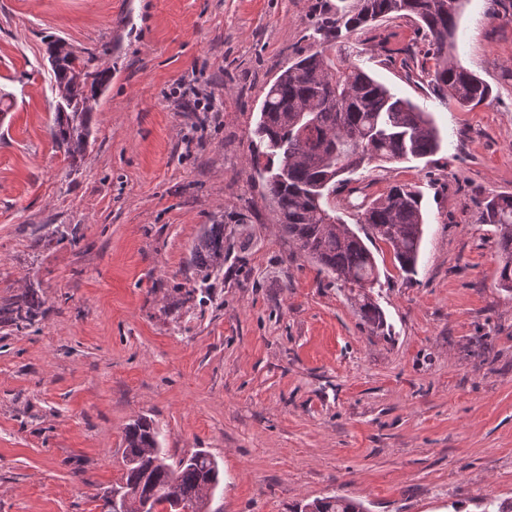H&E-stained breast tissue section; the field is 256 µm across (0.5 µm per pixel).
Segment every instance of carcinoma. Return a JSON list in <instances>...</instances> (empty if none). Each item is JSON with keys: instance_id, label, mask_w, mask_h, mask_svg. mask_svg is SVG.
Wrapping results in <instances>:
<instances>
[{"instance_id": "cac0c4a2", "label": "carcinoma", "mask_w": 512, "mask_h": 512, "mask_svg": "<svg viewBox=\"0 0 512 512\" xmlns=\"http://www.w3.org/2000/svg\"><path fill=\"white\" fill-rule=\"evenodd\" d=\"M463 3L447 11L438 0H356L348 11L323 20L317 51L300 56L269 87L255 135L265 150L251 154L262 186L273 204L276 224L304 256L336 276L358 286L354 304L373 332L384 325L383 315L366 289L377 281L375 259L364 240H381L393 249L400 270L416 272L423 237L421 197L408 185H395L376 200L355 205L364 236L336 216L332 198L342 178L374 161L401 162L425 158L440 147L437 129L428 115L397 97L356 62L358 52L336 46L342 32L353 33L394 15L411 17L427 42L421 71L430 77L434 93L461 110L491 99V87L458 61L452 50ZM432 65H427V62ZM59 87L77 90L58 105L51 129L54 144L71 158L83 157L90 136L91 101L109 81L108 72L90 69L89 60L70 51L53 71ZM266 163L260 164V157ZM479 223L494 227L500 255L501 288L512 293V195H494L479 204ZM201 285L224 272V225L212 224L192 248ZM42 301L25 293L0 304V324L17 329L42 316ZM125 455L158 449L161 464L125 463L121 483L135 490L150 487L152 508L172 498L207 507L209 488L220 484L216 461L173 465L159 449L153 424L138 419L125 427ZM300 512H363V506L336 495L315 499Z\"/></svg>"}]
</instances>
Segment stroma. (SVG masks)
<instances>
[{
  "label": "stroma",
  "instance_id": "stroma-1",
  "mask_svg": "<svg viewBox=\"0 0 512 512\" xmlns=\"http://www.w3.org/2000/svg\"><path fill=\"white\" fill-rule=\"evenodd\" d=\"M353 2L0 0V303L32 290L45 309L0 325V512H101L140 416L171 461L218 462L208 512L512 499V294L477 208L512 195V0L463 2L455 56L493 90L470 111L434 94L412 19L349 37L441 137L436 154L351 182L371 200L413 185L426 217L416 275L370 246L378 333L279 233L250 163L268 87ZM50 35L111 72L76 161L51 140ZM180 84L217 111H181ZM212 224L224 273L202 299L190 255ZM300 512H363V506L349 498L336 495L315 499L305 504Z\"/></svg>",
  "mask_w": 512,
  "mask_h": 512
}]
</instances>
